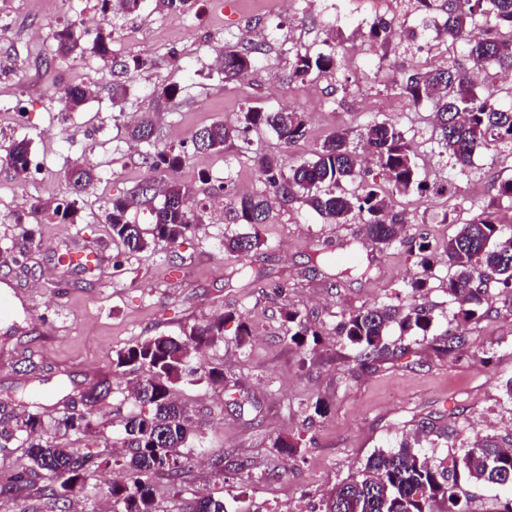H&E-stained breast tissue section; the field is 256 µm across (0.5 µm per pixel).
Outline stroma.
Wrapping results in <instances>:
<instances>
[{"label":"stroma","instance_id":"35a3bbf8","mask_svg":"<svg viewBox=\"0 0 512 512\" xmlns=\"http://www.w3.org/2000/svg\"><path fill=\"white\" fill-rule=\"evenodd\" d=\"M282 2L188 0L178 11L161 0H140L137 13L113 21V58L146 62L123 74L93 55L55 56L56 31L80 22L79 13L60 15L58 0H0V152L24 138L41 163L23 181L0 172V295L13 306L12 318L0 320V402L38 409L58 446L110 455L120 420L132 408L126 378L114 373V351L178 335L227 312L235 316L223 344L196 358L202 370H223V394L206 382L176 389L204 430L206 446L182 484L152 478L161 512H181L185 501L201 494L223 499L227 512H313L323 494L362 470L372 454L396 447L422 425L425 445L438 460L485 436L512 443V399L505 393L512 380V306L493 297L477 316L457 324L448 268L437 262L420 298L432 311L429 335L391 330L390 356L363 370L336 327L361 308L404 307V287L420 271L406 248H373L358 240V221L327 222L298 198L274 203L261 226V248L225 253V236L248 230L233 221L240 195L262 194L265 186L253 157L238 145L206 155L186 145L211 123L239 124L250 107L304 114L305 138L286 146L265 131L254 140L257 152L289 165L311 159L337 131H347L359 148L369 124L396 120L431 187L423 196L391 194V209L407 216L409 231L424 234L437 250L459 224L494 203L504 236L512 237V204L494 201L497 184L512 178V149L477 155L470 167L456 168L438 143L431 104H413L399 90L404 76L469 66L465 45L437 30L442 9L426 19L403 0H324L315 8L295 0L290 11ZM383 15L395 19L397 36L361 49L370 24ZM228 48L256 55L248 75L230 83L215 67ZM299 50L335 52L338 66L295 79L289 61ZM116 84L128 91L118 106L112 103ZM63 86H87L91 93L70 111L57 101ZM168 86L176 88L175 98H158ZM146 110L154 113L151 141L129 145L127 116ZM170 151L183 154L176 171H152L143 163L144 154ZM74 161L98 174L78 195L66 177ZM149 177L172 178L189 190L194 233L152 243L143 253H121L105 210ZM222 182L231 190L215 208L212 188ZM64 199L76 200L74 217L54 214ZM37 204L42 212H34ZM24 228L35 244L21 251L16 243ZM352 238L358 252L373 259L368 277L332 286L311 273L318 249ZM77 251L92 254L93 274L71 264ZM258 268L263 276L253 277ZM290 306L318 329L317 342L303 348L290 342L282 316ZM240 322L255 329L243 345L235 339ZM458 327L466 345L437 354L432 337ZM105 382L111 386L106 402H86L85 393ZM73 409L91 419V430L58 426ZM279 438L296 443V451L274 448ZM219 457L247 460L248 467L219 474L212 465ZM118 477L88 467L81 492L55 503L45 495L55 479L43 472L27 493L0 496V512H108V487Z\"/></svg>","mask_w":512,"mask_h":512}]
</instances>
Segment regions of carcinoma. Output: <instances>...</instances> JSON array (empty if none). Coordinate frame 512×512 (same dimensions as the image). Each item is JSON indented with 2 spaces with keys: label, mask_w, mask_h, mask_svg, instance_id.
Returning <instances> with one entry per match:
<instances>
[{
  "label": "carcinoma",
  "mask_w": 512,
  "mask_h": 512,
  "mask_svg": "<svg viewBox=\"0 0 512 512\" xmlns=\"http://www.w3.org/2000/svg\"><path fill=\"white\" fill-rule=\"evenodd\" d=\"M102 12L112 7V14L130 13L139 7L140 0H101ZM484 26L478 38L468 35V28ZM395 22L378 20L368 31L375 44L385 43L394 35ZM112 22L100 29L92 41V50L106 65L112 59ZM451 42L466 41L467 55L473 70L443 67L408 76L401 84L402 93L414 104L429 100L434 107L436 131L440 142L453 159L454 165L465 170L475 154L512 146V108L496 104L493 95L480 93L474 70L497 66L512 70V0H448L442 28ZM55 54L68 57L82 49L81 37L68 27L55 37ZM253 58L233 49L224 51L220 72L224 80H236L252 68ZM336 66L335 53L311 56L296 52L291 70L297 79L313 73H324ZM91 90L70 87L63 91L62 100L68 109L83 104ZM269 131L277 140L291 145L306 134V122L300 112L280 110L266 112L250 107L242 123L230 127L216 122L202 129V135L192 136V148L197 153H218L224 145L239 141L243 153L252 152L250 133ZM128 139L147 143L152 134V119L148 112L125 130ZM363 137L370 154L383 170L392 189L398 193H427L429 187L420 178L412 159L414 149L399 125L381 121L370 125ZM31 156L29 142L16 140L0 154V168L18 178L28 172ZM150 169L176 170L182 163L179 153L147 154L143 158ZM363 160L350 147L349 134L337 132L316 149L313 158L297 165H287L276 157L257 156L259 173L269 190L267 195H244L239 200L236 220L248 224L251 233L224 237V251L247 253L259 249L264 240L259 229L265 223L270 199L304 198L318 214L336 224L360 219L365 235L373 244L389 247L397 242L420 258L423 273L407 283L409 303L400 312L391 307L358 310L343 318L340 334L355 347V360L360 367L369 368L389 350L387 338L392 325L400 332L428 333L433 323L431 310L417 303L428 287V270L433 265L431 245L426 237L405 234V218L392 211L386 191L376 183L363 179ZM67 174L73 183L85 190L97 181L95 169L79 162L68 165ZM358 182L353 190L346 184ZM152 188L138 195L147 199L157 193L164 196L162 205L154 209L155 221L148 228L135 224L127 212L135 199L112 201L105 222L112 231V240L121 243L128 254L141 253L153 240L177 242L194 230L193 210L188 190L177 182H157L148 179ZM501 224L495 212L486 209L461 225L444 246L447 257L448 296L459 304L456 318L465 322L474 317L488 282L495 283L497 294L512 299V237L500 240ZM316 264L335 267L334 280L352 275L365 277L369 268L355 259L346 260L327 251L317 253ZM483 274L476 277V270ZM233 318L226 313L214 320L194 324L180 336H155L116 351L112 365L124 375L143 373L133 381L131 399L135 409L122 420V447L126 451L104 457L101 463L117 469L125 479L112 483L109 496L112 512H159L149 479L167 478L181 483L189 471L190 451L202 435L193 425L187 408L174 398V389L181 384L195 385L204 380L224 379V371L213 368L203 373L191 362V354L224 342V323ZM283 318L292 329L290 341L301 348L307 337L317 338L301 312L290 307ZM435 350L452 352L465 344L461 332L432 338ZM426 433L416 431L389 451H377L368 458L364 469L338 483L323 496L320 512H471L468 508V486L488 483L512 491V448L503 447L485 438L467 444L438 462L428 456L421 443ZM27 448L30 466L0 483V494H21L31 484L36 470L53 474L57 484L49 496L64 499L83 488L84 464L92 452L61 448L45 437L42 416L22 411L0 410V448L15 443ZM187 512H226L224 500L202 496L189 505Z\"/></svg>",
  "instance_id": "obj_1"
}]
</instances>
